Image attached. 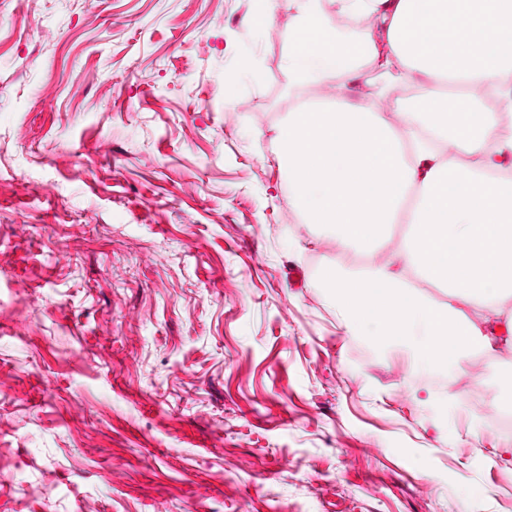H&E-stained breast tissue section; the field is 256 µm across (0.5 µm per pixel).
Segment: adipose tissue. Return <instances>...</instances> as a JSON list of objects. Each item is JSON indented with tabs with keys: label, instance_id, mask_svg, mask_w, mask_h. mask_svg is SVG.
<instances>
[{
	"label": "adipose tissue",
	"instance_id": "ef3b65f1",
	"mask_svg": "<svg viewBox=\"0 0 512 512\" xmlns=\"http://www.w3.org/2000/svg\"><path fill=\"white\" fill-rule=\"evenodd\" d=\"M333 3L332 18L321 0H254L251 15L256 28L290 17L285 66L299 102L271 146L292 204L323 239L373 257L324 265L321 284L350 325L407 345L421 367L511 352L512 0ZM345 18L368 19L358 40ZM372 77V100L350 102L346 81ZM413 83V97H398ZM423 284L447 289V305Z\"/></svg>",
	"mask_w": 512,
	"mask_h": 512
}]
</instances>
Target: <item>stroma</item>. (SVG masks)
Segmentation results:
<instances>
[{
  "mask_svg": "<svg viewBox=\"0 0 512 512\" xmlns=\"http://www.w3.org/2000/svg\"><path fill=\"white\" fill-rule=\"evenodd\" d=\"M251 11L0 0V512H512V435L319 285L370 257L290 201Z\"/></svg>",
  "mask_w": 512,
  "mask_h": 512,
  "instance_id": "stroma-1",
  "label": "stroma"
}]
</instances>
